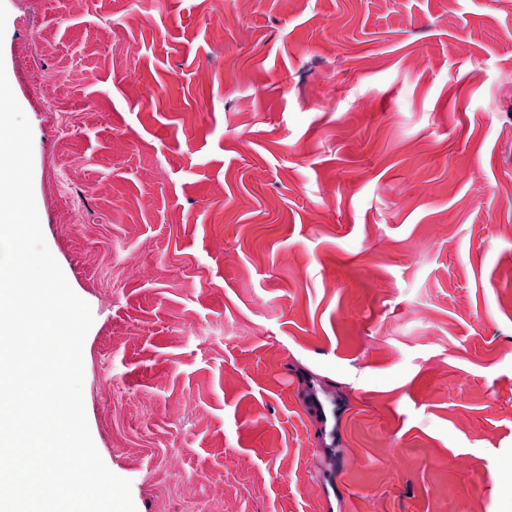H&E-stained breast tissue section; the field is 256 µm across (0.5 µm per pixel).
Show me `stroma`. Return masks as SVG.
Listing matches in <instances>:
<instances>
[{
    "label": "stroma",
    "instance_id": "stroma-1",
    "mask_svg": "<svg viewBox=\"0 0 512 512\" xmlns=\"http://www.w3.org/2000/svg\"><path fill=\"white\" fill-rule=\"evenodd\" d=\"M1 1L42 232L93 315L90 435L137 512H512V0ZM392 443V438L385 432L376 435L375 446L376 448H383L384 459L388 469L398 472L405 467L406 461L398 448H392Z\"/></svg>",
    "mask_w": 512,
    "mask_h": 512
}]
</instances>
